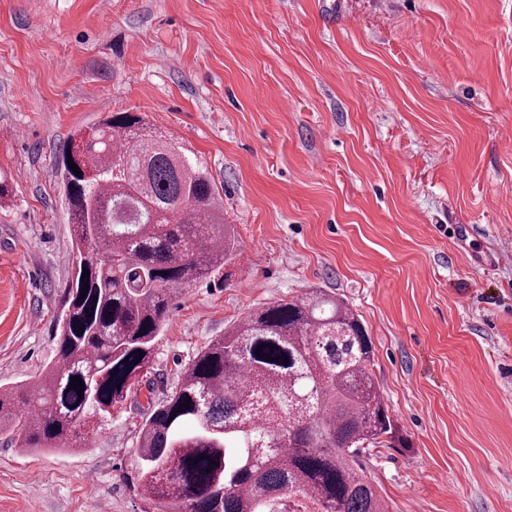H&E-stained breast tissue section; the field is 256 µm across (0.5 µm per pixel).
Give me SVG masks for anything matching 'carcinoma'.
Segmentation results:
<instances>
[{
    "instance_id": "carcinoma-1",
    "label": "carcinoma",
    "mask_w": 512,
    "mask_h": 512,
    "mask_svg": "<svg viewBox=\"0 0 512 512\" xmlns=\"http://www.w3.org/2000/svg\"><path fill=\"white\" fill-rule=\"evenodd\" d=\"M93 129L66 149L82 143L94 176L67 164L61 173L78 264L55 360L37 380L0 388V431L23 451L88 441L138 397L173 301L238 255L208 173L176 143L134 112ZM372 367L365 327L341 300L314 291L248 313L198 352L166 399L147 386L140 497L155 512H388L361 474L363 452L404 438Z\"/></svg>"
}]
</instances>
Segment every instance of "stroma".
Here are the masks:
<instances>
[{
  "label": "stroma",
  "instance_id": "35a3bbf8",
  "mask_svg": "<svg viewBox=\"0 0 512 512\" xmlns=\"http://www.w3.org/2000/svg\"><path fill=\"white\" fill-rule=\"evenodd\" d=\"M103 112L197 157L240 242L174 301L155 400L247 312L318 289L363 322L404 438L365 459L389 512H512V0H0V386L55 358L57 165ZM147 408L80 451L0 440V512H143Z\"/></svg>",
  "mask_w": 512,
  "mask_h": 512
}]
</instances>
